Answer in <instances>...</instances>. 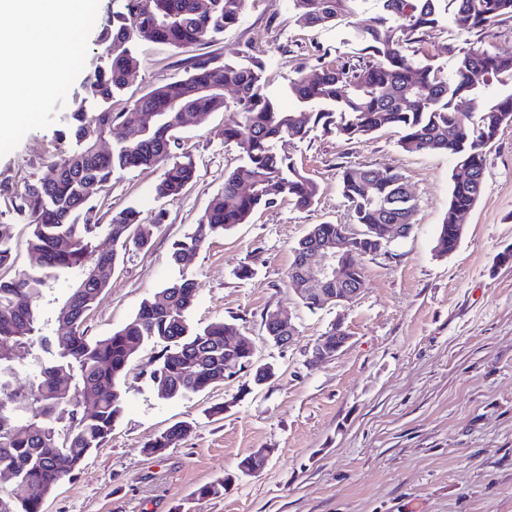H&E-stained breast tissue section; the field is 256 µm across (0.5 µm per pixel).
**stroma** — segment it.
Instances as JSON below:
<instances>
[{
    "instance_id": "35a3bbf8",
    "label": "stroma",
    "mask_w": 512,
    "mask_h": 512,
    "mask_svg": "<svg viewBox=\"0 0 512 512\" xmlns=\"http://www.w3.org/2000/svg\"><path fill=\"white\" fill-rule=\"evenodd\" d=\"M380 11V0H364L355 16L307 27L288 0H247L239 22L203 51L220 60L261 56L267 90L286 106L298 71L359 59L357 31ZM468 41L512 53V18L465 38L446 17L421 36L425 55L446 74L455 48ZM137 57L113 111H131L151 86L184 74L189 53L144 42ZM236 119L210 112L184 129L197 178L176 199L154 193L163 166L114 172L99 208L135 207L151 246L127 251L86 325L89 335H109L144 299L185 276L197 284L189 321L235 323L253 339L256 364L273 366L275 375L258 388L246 368L205 392L164 399L144 373L160 349L145 346L129 364L111 435L47 498L44 512H512V263L501 261L512 251V124L487 150L483 194L462 216L448 256H437L434 245L457 172L453 158L405 152L392 129L349 142L317 128L284 147L317 183V204L299 210L284 200L258 210L178 267L172 243L195 230L225 171L240 162L224 142L225 125ZM62 126L28 132L0 158V181L20 191L53 178V160L75 147ZM347 165L401 172L418 207L407 237L360 256L365 286L355 300L312 310L287 286L293 248L312 225L351 223L340 188ZM245 264L253 274L242 280L236 273ZM272 311L296 325L291 344L268 340ZM337 321L349 342L311 362L317 338ZM216 405L222 414H211ZM183 420L191 427L179 445L149 453L150 440ZM257 448L272 449L267 464L237 477L238 462ZM228 474L234 480L221 495L195 497Z\"/></svg>"
}]
</instances>
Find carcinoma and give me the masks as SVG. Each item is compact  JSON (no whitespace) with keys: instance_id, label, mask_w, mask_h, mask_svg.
I'll use <instances>...</instances> for the list:
<instances>
[{"instance_id":"cac0c4a2","label":"carcinoma","mask_w":512,"mask_h":512,"mask_svg":"<svg viewBox=\"0 0 512 512\" xmlns=\"http://www.w3.org/2000/svg\"><path fill=\"white\" fill-rule=\"evenodd\" d=\"M298 21L325 25L349 17L365 0H289ZM381 12L360 33L367 61L322 65L289 81L294 104L283 109L266 93L263 65L254 54L222 62L201 54L185 75L155 85L132 101L134 111H112L113 95L127 85L137 65L134 46L143 41L190 49L236 25L246 0H126L125 11L112 14L97 42L107 59L83 82L87 96L106 103L95 112L66 118L76 149L55 163L53 179L15 193L0 184V196L28 220L29 268L0 278V474L14 491L0 495V512H43L46 498L79 471L93 450L112 434L122 413V381L137 350L161 344L160 355L146 375L166 398L204 392L224 374L253 366L255 343L224 349V337L239 335L224 319L200 329L188 322L196 298L195 282L180 278L143 300L136 314L110 336L87 335L86 320L127 249L149 245L141 232L140 212L126 207L101 223L98 201L116 170L164 165L154 188L161 199L178 197L196 175L192 156L180 150V132L195 112L234 110L240 120L224 126V144L243 156L241 165L224 174V188L209 202L196 230L172 244L171 261L189 262L205 241L245 224L255 210L288 199L296 208L313 207L317 184L279 150L304 138L313 128L334 126L347 141L383 128H397L399 146L411 153H443L473 178L454 179L448 210L435 249L440 256L457 247L456 216L473 208L485 183V149L512 123V55L476 46L457 50L452 76L445 78L428 59L405 52L427 28L448 15L457 33L481 32L512 16V0H380ZM484 73L475 82L471 74ZM235 98L229 101L224 90ZM189 111L181 112L180 107ZM128 125L127 137L104 153L100 141L112 124ZM340 185L349 204L354 233L347 224H316L294 248L288 286L301 288L297 269L315 242L344 235L350 254L341 280L365 285L356 254H373L393 241L396 224L412 223L415 197L403 175L365 165L343 167ZM112 239V251L96 252L95 239ZM79 272L58 301L55 321L71 324L65 336H51L41 324L42 303L51 281ZM28 384H16L20 368ZM75 378V387L60 385ZM25 421L24 430L16 422ZM189 427L178 422L147 447L155 454L175 447Z\"/></svg>"}]
</instances>
